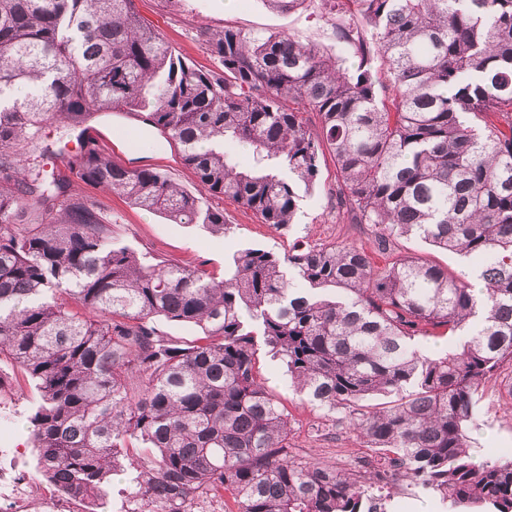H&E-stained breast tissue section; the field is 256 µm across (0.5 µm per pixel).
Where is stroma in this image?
<instances>
[{
  "label": "stroma",
  "mask_w": 512,
  "mask_h": 512,
  "mask_svg": "<svg viewBox=\"0 0 512 512\" xmlns=\"http://www.w3.org/2000/svg\"><path fill=\"white\" fill-rule=\"evenodd\" d=\"M140 14L158 29L166 41L187 62L206 71L219 65L204 48L205 30H219L234 24L254 32H291L320 47L335 50L330 21L322 17L316 0L291 13L269 10L262 0H135ZM109 123L99 126L97 145L113 161L155 168L187 190L197 186L193 172L184 166L173 143L158 131L144 132L138 121L126 113L109 114ZM75 192L95 202L112 218V234L132 248L160 259L195 266L223 277L231 256L246 247H259L277 255L295 246L345 243L371 249L375 266L392 259L419 256L448 268H468L458 256L439 251L414 237H396L387 253L373 251L372 225L351 223L336 210V163L332 155L321 161L317 183L304 192L292 224L274 229L262 224L251 211L233 200L212 198L215 208L224 212L229 230L214 235L197 224H175L163 215L136 208L119 194L98 185L72 178ZM259 370L268 387L286 408L292 435L290 452L299 458H314L341 468L372 455L373 450L352 431L343 415L327 414L297 393L285 369L266 352H259ZM0 378L12 385L10 399L0 402V464L24 476L32 504H40L48 490L35 472V453L28 443L27 420L36 403L33 385L10 365L0 363ZM512 381V361H504L486 383L471 430V446L483 460L512 457V396L505 386Z\"/></svg>",
  "instance_id": "obj_1"
}]
</instances>
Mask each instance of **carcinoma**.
Wrapping results in <instances>:
<instances>
[{"instance_id": "1", "label": "carcinoma", "mask_w": 512, "mask_h": 512, "mask_svg": "<svg viewBox=\"0 0 512 512\" xmlns=\"http://www.w3.org/2000/svg\"><path fill=\"white\" fill-rule=\"evenodd\" d=\"M319 2L349 57L226 26L205 40L216 73L175 54L134 0H0V360L37 392L39 475L88 512L120 474V512H191L219 491L233 512H370L379 472L289 454L262 348L446 512H512V459L479 460L470 442L485 382L512 359V0ZM97 112L146 115L197 191L93 142L70 170L176 224L224 234L209 203L223 196L287 227L327 148L336 205L379 230L377 250L415 236L476 268H377L356 245L249 247L219 280L139 254L41 166L47 122L73 130ZM171 322L202 335L174 338ZM444 336L446 351L417 348Z\"/></svg>"}]
</instances>
